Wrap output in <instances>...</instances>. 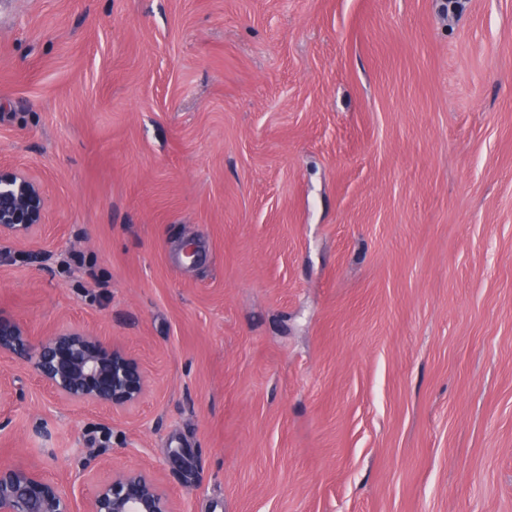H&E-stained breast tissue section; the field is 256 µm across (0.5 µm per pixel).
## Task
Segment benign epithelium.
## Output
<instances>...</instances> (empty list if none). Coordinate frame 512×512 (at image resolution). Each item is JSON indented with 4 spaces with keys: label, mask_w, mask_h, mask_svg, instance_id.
Wrapping results in <instances>:
<instances>
[{
    "label": "benign epithelium",
    "mask_w": 512,
    "mask_h": 512,
    "mask_svg": "<svg viewBox=\"0 0 512 512\" xmlns=\"http://www.w3.org/2000/svg\"><path fill=\"white\" fill-rule=\"evenodd\" d=\"M46 200L35 180L0 165V237L27 241L45 224ZM28 365L63 404H92L120 413L147 389L141 363L112 339L81 327L42 336L0 308V358ZM92 490L84 512H177L160 480L146 471H86ZM0 512H75L71 492L22 463L0 465Z\"/></svg>",
    "instance_id": "obj_1"
}]
</instances>
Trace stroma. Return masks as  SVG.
<instances>
[{
	"label": "stroma",
	"mask_w": 512,
	"mask_h": 512,
	"mask_svg": "<svg viewBox=\"0 0 512 512\" xmlns=\"http://www.w3.org/2000/svg\"><path fill=\"white\" fill-rule=\"evenodd\" d=\"M462 2L0 0V164L47 201L0 308L149 380L113 414L0 361V464L512 512V0Z\"/></svg>",
	"instance_id": "obj_1"
}]
</instances>
